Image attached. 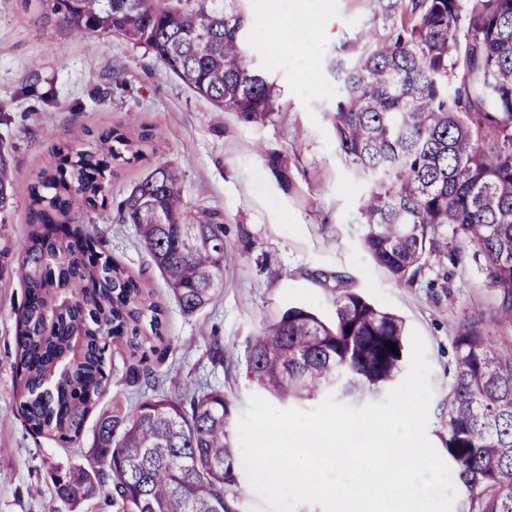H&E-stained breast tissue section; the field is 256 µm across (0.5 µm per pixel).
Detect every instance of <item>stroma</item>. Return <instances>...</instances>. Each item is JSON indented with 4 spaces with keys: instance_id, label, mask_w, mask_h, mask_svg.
Returning <instances> with one entry per match:
<instances>
[{
    "instance_id": "35a3bbf8",
    "label": "stroma",
    "mask_w": 512,
    "mask_h": 512,
    "mask_svg": "<svg viewBox=\"0 0 512 512\" xmlns=\"http://www.w3.org/2000/svg\"><path fill=\"white\" fill-rule=\"evenodd\" d=\"M249 7L267 21L265 32L253 35L251 55L270 65L280 89L273 121L252 126L194 94L144 47L75 32L45 16L40 0H0V150L13 172V203L0 223V248L10 250L0 263V512H73L56 499L49 468L91 462L93 424H86L78 454L35 434L17 412L15 311L25 293L17 252L30 187L55 164V147L81 132L84 148L96 149L98 132L109 127L133 138L149 127L155 136L142 143L141 159L114 165L110 205L81 209L79 217L99 229L102 252L143 276L164 309L171 350L157 367L156 389L180 394L190 382H207L224 391L240 421L259 391L245 374V356L263 320L292 306L333 320L338 288L352 289L423 336L433 389L427 435L440 456L448 454L444 409L454 336L471 310L492 306L493 296L470 255L430 258L415 282L398 285L359 249L367 184L336 152L327 114L339 93L328 63L342 46L364 42L370 0H251ZM116 69L124 73L119 86ZM273 156L280 170L271 168ZM161 165L179 168L190 204L224 217V290L193 316L180 311L151 269L135 226L113 219V202ZM216 338L224 347L220 363L210 354ZM129 363L127 351L114 346L104 394L126 410L156 390L126 385Z\"/></svg>"
}]
</instances>
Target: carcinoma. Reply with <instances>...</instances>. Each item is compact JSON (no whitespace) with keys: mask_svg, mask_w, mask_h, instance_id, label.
Segmentation results:
<instances>
[{"mask_svg":"<svg viewBox=\"0 0 512 512\" xmlns=\"http://www.w3.org/2000/svg\"><path fill=\"white\" fill-rule=\"evenodd\" d=\"M50 2L78 32L144 47L239 122L274 120L276 85L248 58L247 0ZM373 3L363 46L328 64L339 84L329 115L336 153L370 182L359 243L397 284L413 282L448 245L472 250L495 305L471 311L455 336L447 448L462 512H512V353L487 333L512 331V0ZM97 138L107 152L73 141L30 187L18 266V412L34 433L74 446L97 413L93 465L50 470L55 497L74 509L100 498L113 512H234L227 493L238 457L223 390L195 384L128 411L101 405L112 345L137 359L128 382L152 386L170 344L145 282L95 250L96 229L75 220L82 207L106 206L112 164L140 154L118 128ZM10 188L0 154V211ZM115 219L135 225L184 315L218 298L224 217L187 206L175 168L152 170L117 204ZM407 358L404 318L345 290L330 322L300 307L268 320L248 346L246 373L270 395L302 401L331 385H388Z\"/></svg>","mask_w":512,"mask_h":512,"instance_id":"1","label":"carcinoma"}]
</instances>
